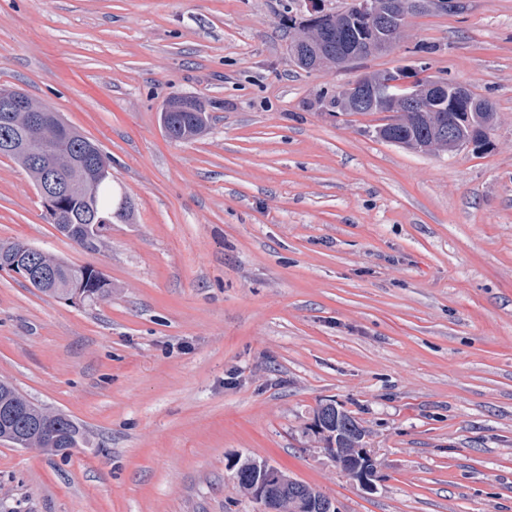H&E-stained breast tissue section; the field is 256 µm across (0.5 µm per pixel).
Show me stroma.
Masks as SVG:
<instances>
[{
	"label": "stroma",
	"instance_id": "35a3bbf8",
	"mask_svg": "<svg viewBox=\"0 0 512 512\" xmlns=\"http://www.w3.org/2000/svg\"><path fill=\"white\" fill-rule=\"evenodd\" d=\"M307 0H0V87L112 159L134 206L103 247L62 236L0 157V244L97 268L92 304L0 271V379L89 434L67 456L0 443V512H264L267 461L339 512H512V0L406 19L388 53L296 66ZM490 97L491 147L416 153L382 112L322 100L398 65ZM208 113L169 139L168 98ZM367 430L372 488L310 431Z\"/></svg>",
	"mask_w": 512,
	"mask_h": 512
}]
</instances>
